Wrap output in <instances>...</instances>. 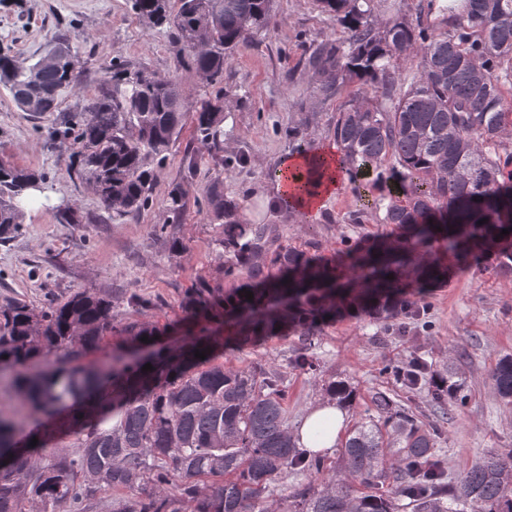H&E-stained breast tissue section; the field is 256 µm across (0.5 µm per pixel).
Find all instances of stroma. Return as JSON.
Returning <instances> with one entry per match:
<instances>
[{
	"label": "stroma",
	"instance_id": "stroma-1",
	"mask_svg": "<svg viewBox=\"0 0 512 512\" xmlns=\"http://www.w3.org/2000/svg\"><path fill=\"white\" fill-rule=\"evenodd\" d=\"M57 34L70 38L82 73L79 86L63 91L62 110L97 94L102 67L115 62L143 65L176 80L189 114L216 94L224 96V166L215 165L195 142L192 123H185L167 160L153 168L148 206L118 220L91 188L75 186L69 146L48 138L52 118L19 111L0 86V160L42 176L38 196L20 202L24 216L18 232L0 242V303L17 297L41 307L78 289L129 290L150 303L144 312L119 305L111 331L97 349L79 355L78 363L111 361L113 351L128 341L131 323L156 329V346L176 347L182 336L177 326L181 303L191 288L219 281L229 292L244 284V277L223 279L218 274L222 260L211 244L217 220L207 201L212 187L240 205L246 223L275 225L280 244L327 260H337L346 243L394 236V225L363 210L362 198L346 181L312 212L275 201V172L283 157L303 147L335 145L332 127L339 102L313 92V73L305 59L320 41L342 38L343 29L312 0H274L267 27L232 52L218 85L184 67L173 52L168 28L140 20L130 0H22L18 5L0 0V51L18 63H34ZM178 183L187 205L175 217L167 209V195ZM72 209L79 223L63 221ZM157 224L167 225L166 236L153 235ZM173 237L185 244L182 254L170 253ZM432 256L451 273L427 293L426 323L340 314L312 342L294 333L273 336L260 346L225 352V366L278 368L285 378L292 431L326 399L329 381L355 386L356 402L347 410L351 422L377 415L375 397L386 393L396 410L441 426L433 456L448 482H456L476 456L512 448V408L500 402L491 378L498 360L512 355V274L490 273L476 264L454 270L452 258L438 245ZM302 352L313 356L316 371L293 367ZM416 358L462 379L467 405L438 406L431 400L429 382L408 388L384 372L386 366H404Z\"/></svg>",
	"mask_w": 512,
	"mask_h": 512
}]
</instances>
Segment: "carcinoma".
Listing matches in <instances>:
<instances>
[{"label": "carcinoma", "instance_id": "cac0c4a2", "mask_svg": "<svg viewBox=\"0 0 512 512\" xmlns=\"http://www.w3.org/2000/svg\"><path fill=\"white\" fill-rule=\"evenodd\" d=\"M132 0L136 15L172 34L177 58L210 81L224 78L227 51L267 27L273 0ZM383 0H315L347 36L319 45L308 57L314 90L329 101L347 94L332 134L340 164L354 189L381 181L392 164L387 194L366 204L382 223L400 230L394 240L351 243L342 254L351 276L314 255L280 245L271 249L269 224H244L237 203L216 192L211 203L225 219L212 241L224 257L222 275L244 274L246 295L207 281L184 300L185 321L228 319L236 342L268 336L320 334L327 320L348 308L378 309L385 319L424 314L422 291L448 278V268L428 257L444 243L457 269L477 261L495 273H512V164L503 132L512 123V0H464V5H419L418 16H380ZM445 28L428 23L434 9ZM44 58L29 65L0 55V84L17 108L43 117L61 111L60 96L81 74L69 38L55 36ZM183 90L146 67L105 68L100 91L56 118L52 137L72 146L75 183L89 185L115 217L149 203L154 175L149 162L167 160L184 120ZM194 137L224 165L221 97L193 115ZM37 176L0 168V239L22 224L16 200ZM169 210L186 206L181 185L168 193ZM485 223H480V220ZM509 234L500 236L502 230ZM393 278H388V275ZM149 302L135 292L76 290L35 307L13 298L0 304V368L15 369L12 387L24 408L53 419L26 435L27 455L15 460L22 415H0V512H96L100 493L123 496L113 512H272L271 486L299 468L319 483L293 495L294 512H512V448L468 465L457 485L445 486L433 460L437 430L409 414L392 412L381 395L378 419L356 421L341 446L343 475L297 447L288 432L285 389L262 368L238 370L215 360L225 345L207 330L187 329L180 345L147 351L148 329L129 326L131 346L110 363L69 365L74 348L89 350L112 329L121 301ZM203 351L206 358L195 357ZM59 353L55 363L44 361ZM151 364L144 372L142 367ZM424 364L391 370L406 386ZM492 380L512 407V356L496 364ZM328 394L343 405L354 388L333 381ZM432 399L467 403L463 384L443 377ZM72 438V449L49 443ZM38 439L31 446L32 439Z\"/></svg>", "mask_w": 512, "mask_h": 512}]
</instances>
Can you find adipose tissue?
Instances as JSON below:
<instances>
[{
	"mask_svg": "<svg viewBox=\"0 0 512 512\" xmlns=\"http://www.w3.org/2000/svg\"><path fill=\"white\" fill-rule=\"evenodd\" d=\"M340 165L334 153L327 149H316L304 154L284 157L277 170V193L281 205L312 211L319 209L324 200L332 196L339 185ZM347 412L333 400L320 402L305 417L295 431L294 438L303 448H312L310 428L319 420H327L328 434L322 448L334 447L336 439L345 426Z\"/></svg>",
	"mask_w": 512,
	"mask_h": 512,
	"instance_id": "adipose-tissue-1",
	"label": "adipose tissue"
}]
</instances>
